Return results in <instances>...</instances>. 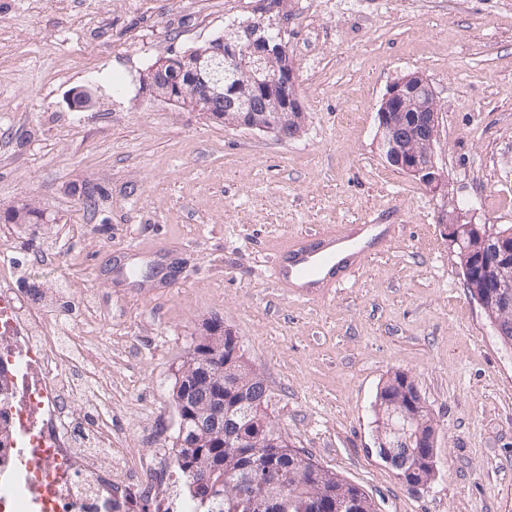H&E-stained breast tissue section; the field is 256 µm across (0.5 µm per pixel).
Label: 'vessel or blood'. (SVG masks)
<instances>
[{"label":"vessel or blood","instance_id":"obj_1","mask_svg":"<svg viewBox=\"0 0 512 512\" xmlns=\"http://www.w3.org/2000/svg\"><path fill=\"white\" fill-rule=\"evenodd\" d=\"M350 238L347 231L295 238L285 246L282 257L273 266L276 284L285 289L301 288L309 294L320 288L335 287L367 255L362 248L353 255L340 256L341 247Z\"/></svg>","mask_w":512,"mask_h":512}]
</instances>
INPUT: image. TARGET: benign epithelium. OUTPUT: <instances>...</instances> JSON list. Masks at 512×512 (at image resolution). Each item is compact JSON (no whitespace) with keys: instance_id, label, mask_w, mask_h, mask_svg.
<instances>
[{"instance_id":"7a95c632","label":"benign epithelium","mask_w":512,"mask_h":512,"mask_svg":"<svg viewBox=\"0 0 512 512\" xmlns=\"http://www.w3.org/2000/svg\"><path fill=\"white\" fill-rule=\"evenodd\" d=\"M236 34L237 28L232 27L204 47L185 54L182 70L188 76L184 80L172 77L168 60H158L140 76L142 91L229 128L245 127L280 139L299 136L305 124V106L284 93V87L296 79L288 42L281 37L270 39L262 23L254 27L246 46L234 42ZM228 70L234 75L229 91L224 89V72ZM434 103L436 95L427 79L400 76L389 83L381 99L377 130L387 162L437 193L444 187V176L433 153L439 126ZM423 135L427 136V148L419 153L414 140ZM439 223L449 248L461 244V236L447 215H442ZM471 230L479 238V253L464 271L480 283L473 299L484 310L511 307L512 244L497 237L486 224L474 223ZM200 343L202 352L196 357L203 371L197 372L193 366L176 371V378L185 376L192 382L180 406L194 423L196 445L222 442L231 448L233 442L224 432V421L240 414L244 402L224 408V390L236 393L242 381L224 370L223 331H203ZM426 413L430 410L421 395L403 387L388 401V411L375 429L378 456L397 471L399 480L412 492L429 488L436 475L435 454L424 457L416 452L400 465L390 450L391 439L403 435L418 448H435L436 423L425 420Z\"/></svg>"}]
</instances>
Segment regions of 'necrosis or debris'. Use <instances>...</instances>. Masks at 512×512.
<instances>
[{
    "instance_id": "obj_1",
    "label": "necrosis or debris",
    "mask_w": 512,
    "mask_h": 512,
    "mask_svg": "<svg viewBox=\"0 0 512 512\" xmlns=\"http://www.w3.org/2000/svg\"><path fill=\"white\" fill-rule=\"evenodd\" d=\"M78 326L30 307L0 269V512H192L162 452L113 453L112 422L86 379ZM88 419L76 421L72 404Z\"/></svg>"
}]
</instances>
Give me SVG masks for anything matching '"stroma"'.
<instances>
[{
	"instance_id": "35a3bbf8",
	"label": "stroma",
	"mask_w": 512,
	"mask_h": 512,
	"mask_svg": "<svg viewBox=\"0 0 512 512\" xmlns=\"http://www.w3.org/2000/svg\"><path fill=\"white\" fill-rule=\"evenodd\" d=\"M311 2L259 11L288 43L307 112L281 140L139 87L255 0H0V226L17 244L0 259L33 305L64 282L93 293L81 340L120 451L173 446L174 371L216 319L289 441L377 512H512V347L439 229L454 207L512 225V0H341L317 18ZM409 72L436 95L442 193L379 147L380 100ZM25 202L40 222L9 224ZM352 224L395 234L315 297L277 287L279 247ZM397 370L438 421V475L420 494L373 449L375 396Z\"/></svg>"
}]
</instances>
